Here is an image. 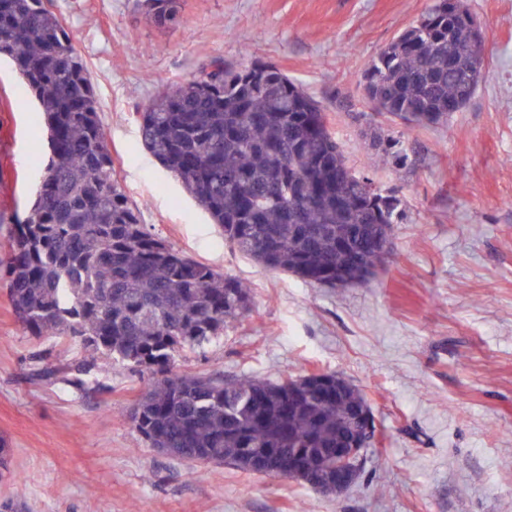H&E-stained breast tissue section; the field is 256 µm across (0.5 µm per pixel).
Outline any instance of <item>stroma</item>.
<instances>
[{
	"label": "stroma",
	"instance_id": "obj_1",
	"mask_svg": "<svg viewBox=\"0 0 512 512\" xmlns=\"http://www.w3.org/2000/svg\"><path fill=\"white\" fill-rule=\"evenodd\" d=\"M433 0H183L161 28L136 0H49L95 86L112 176L144 224L247 284L249 314L178 372L279 379L334 372L382 431L377 471L343 494L151 448L128 419L147 379L18 321L7 266L50 152L13 65L0 61V503L11 512H512V0H463L483 27L485 78L449 123L409 134L398 169L369 149L368 62ZM270 63L321 104L347 166L407 204L377 276L328 288L230 248L143 147L139 114L213 60ZM54 377H37L39 369ZM82 376L85 387L71 380Z\"/></svg>",
	"mask_w": 512,
	"mask_h": 512
}]
</instances>
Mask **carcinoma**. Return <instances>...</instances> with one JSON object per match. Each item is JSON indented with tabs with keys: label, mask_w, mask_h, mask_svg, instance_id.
Here are the masks:
<instances>
[{
	"label": "carcinoma",
	"mask_w": 512,
	"mask_h": 512,
	"mask_svg": "<svg viewBox=\"0 0 512 512\" xmlns=\"http://www.w3.org/2000/svg\"><path fill=\"white\" fill-rule=\"evenodd\" d=\"M152 22L180 20L179 0H142ZM461 0H434L363 74L372 108L408 131L445 125L470 102L464 56L484 62L486 42L457 15ZM0 55L34 97L35 128L51 154L8 267L9 296L35 336L67 337L152 375L129 419L152 447L192 464L246 455L349 448L360 439L364 394L334 372L270 380L174 373L175 353L202 349L250 310L241 281L195 261L141 223L112 157L86 65L48 0H0ZM144 148L221 227L224 241L258 264L336 287L387 256L378 236L405 219V204L352 170L320 103L273 65L224 68L155 98L139 114ZM369 146L403 168L404 138Z\"/></svg>",
	"instance_id": "1"
}]
</instances>
